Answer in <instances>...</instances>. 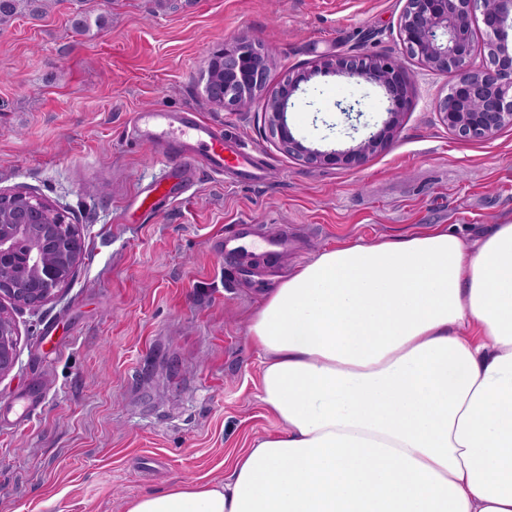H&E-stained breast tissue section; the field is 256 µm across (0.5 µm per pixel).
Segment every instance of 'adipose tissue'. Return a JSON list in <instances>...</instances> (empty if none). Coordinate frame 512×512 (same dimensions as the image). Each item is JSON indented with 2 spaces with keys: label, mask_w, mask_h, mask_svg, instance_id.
I'll use <instances>...</instances> for the list:
<instances>
[{
  "label": "adipose tissue",
  "mask_w": 512,
  "mask_h": 512,
  "mask_svg": "<svg viewBox=\"0 0 512 512\" xmlns=\"http://www.w3.org/2000/svg\"><path fill=\"white\" fill-rule=\"evenodd\" d=\"M248 336L281 431L126 512H512V223L325 249Z\"/></svg>",
  "instance_id": "adipose-tissue-1"
}]
</instances>
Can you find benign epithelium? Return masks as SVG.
Masks as SVG:
<instances>
[{"mask_svg":"<svg viewBox=\"0 0 512 512\" xmlns=\"http://www.w3.org/2000/svg\"><path fill=\"white\" fill-rule=\"evenodd\" d=\"M483 25L476 47L475 22ZM397 38L402 56L367 51L321 56L293 66L270 85L272 60L250 39L213 52L204 87L207 103L229 112H246L263 100L264 122L277 146L308 164L359 167L392 145L412 99L405 60L453 82L438 99L440 121L458 139L484 140L512 126V0H405ZM482 64H474L475 54ZM339 74L384 89L388 118L375 133L341 151H322L298 140L288 125L290 99L319 75ZM25 271L14 274L18 257ZM85 256L81 225L57 202L27 189L0 190V380L19 358L14 314L33 313L54 300L74 277Z\"/></svg>","mask_w":512,"mask_h":512,"instance_id":"1","label":"benign epithelium"}]
</instances>
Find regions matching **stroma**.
Segmentation results:
<instances>
[{
    "label": "stroma",
    "instance_id": "35a3bbf8",
    "mask_svg": "<svg viewBox=\"0 0 512 512\" xmlns=\"http://www.w3.org/2000/svg\"><path fill=\"white\" fill-rule=\"evenodd\" d=\"M404 0H40L0 27V189L65 207L85 259L63 293L19 314L20 357L0 380V512H125L152 490L222 482L280 429L260 401L248 321L264 296L324 249L445 226L467 239L512 221V126L458 140L435 111L452 76L410 63L400 137L362 167L304 163L278 148L261 103L204 100L210 54L240 38L285 68L366 49L397 56ZM103 18L78 33L77 16ZM362 115L348 121L342 107ZM383 90L318 76L288 108L306 146L345 149L386 119ZM198 113L263 161L260 179L197 173L175 203L131 210L163 170L131 113ZM245 224L284 253L228 258ZM26 420H19L21 407ZM245 224H238L234 229L224 232V237L221 240L219 251L222 256L235 255L245 250L242 240L245 239L248 234Z\"/></svg>",
    "mask_w": 512,
    "mask_h": 512
}]
</instances>
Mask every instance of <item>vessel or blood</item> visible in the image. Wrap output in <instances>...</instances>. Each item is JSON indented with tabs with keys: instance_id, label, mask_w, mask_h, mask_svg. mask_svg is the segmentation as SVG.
Returning a JSON list of instances; mask_svg holds the SVG:
<instances>
[{
	"instance_id": "vessel-or-blood-1",
	"label": "vessel or blood",
	"mask_w": 512,
	"mask_h": 512,
	"mask_svg": "<svg viewBox=\"0 0 512 512\" xmlns=\"http://www.w3.org/2000/svg\"><path fill=\"white\" fill-rule=\"evenodd\" d=\"M131 124L145 140L163 148L165 154L178 157L182 170L203 168L214 173L233 171L242 179L254 180L256 158L229 146L221 130L202 120L194 112H167L156 109L133 113ZM179 195V187L170 176L154 182L137 198L142 210H153L159 201Z\"/></svg>"
}]
</instances>
